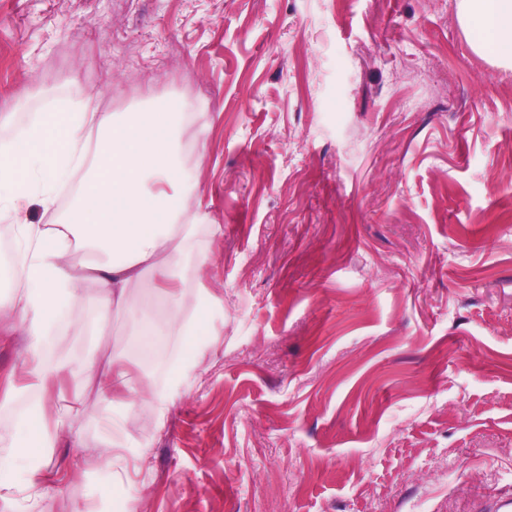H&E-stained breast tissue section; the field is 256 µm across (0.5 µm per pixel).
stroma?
Listing matches in <instances>:
<instances>
[{
	"instance_id": "obj_1",
	"label": "stroma",
	"mask_w": 512,
	"mask_h": 512,
	"mask_svg": "<svg viewBox=\"0 0 512 512\" xmlns=\"http://www.w3.org/2000/svg\"><path fill=\"white\" fill-rule=\"evenodd\" d=\"M460 0H0V141L51 112L207 115L186 154L220 342L180 395L123 422L108 375L162 386L126 315L67 309L62 383L14 395L0 314V458L68 409L41 480L0 512H472L512 496V67ZM93 370H85V363Z\"/></svg>"
}]
</instances>
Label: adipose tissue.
Listing matches in <instances>:
<instances>
[{
    "mask_svg": "<svg viewBox=\"0 0 512 512\" xmlns=\"http://www.w3.org/2000/svg\"><path fill=\"white\" fill-rule=\"evenodd\" d=\"M464 28L480 25L476 52L512 65V0H461ZM195 113L158 106L102 112L90 101L45 113L0 144V220L9 222L17 276L15 289L0 292V313L15 315L26 341V368L16 391L50 390L58 369L45 351L49 330L63 310L91 285L101 311L120 307L133 325L153 328L151 308L132 293L150 283L166 287L163 331L191 337L199 320L188 308L213 306L197 291L187 298L178 284L186 272L200 274L206 255H194L202 216L189 212L196 184L181 160L178 133ZM78 184L75 203L57 214L59 196ZM52 214L49 224L28 220L31 206ZM196 256L187 267L188 256ZM65 426L64 413L23 417V431H36L38 447L18 449L0 460V490L32 484L40 475L41 446Z\"/></svg>",
    "mask_w": 512,
    "mask_h": 512,
    "instance_id": "adipose-tissue-1",
    "label": "adipose tissue"
}]
</instances>
